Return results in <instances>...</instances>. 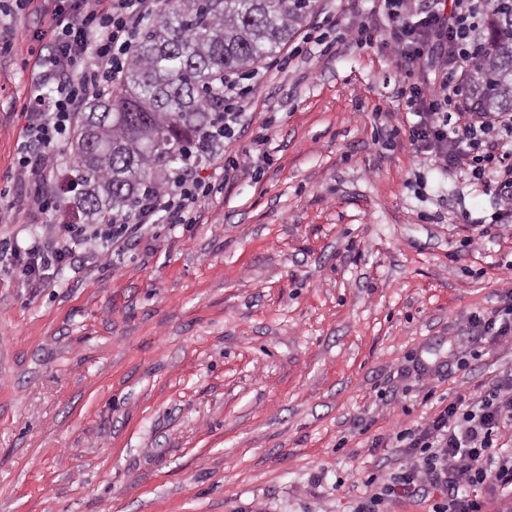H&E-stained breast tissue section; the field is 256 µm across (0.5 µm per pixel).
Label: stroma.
<instances>
[{
	"instance_id": "obj_1",
	"label": "stroma",
	"mask_w": 512,
	"mask_h": 512,
	"mask_svg": "<svg viewBox=\"0 0 512 512\" xmlns=\"http://www.w3.org/2000/svg\"><path fill=\"white\" fill-rule=\"evenodd\" d=\"M58 3L0 0V239L22 244L72 221L33 216L17 171ZM354 16L378 22L372 0H318L291 65L258 63L196 223L159 219L109 264L75 239L36 277L0 257V512H352L362 477L405 464L399 425L512 372V348L465 354L512 264V223L473 243L497 185L419 168L403 74Z\"/></svg>"
}]
</instances>
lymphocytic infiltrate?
Listing matches in <instances>:
<instances>
[{
  "label": "lymphocytic infiltrate",
  "instance_id": "1",
  "mask_svg": "<svg viewBox=\"0 0 512 512\" xmlns=\"http://www.w3.org/2000/svg\"><path fill=\"white\" fill-rule=\"evenodd\" d=\"M161 0H71L52 13L48 56L32 67L26 125L17 146L19 171L31 163L51 171L56 148L66 140L83 100L117 88L135 35L158 16ZM384 18L380 34L357 24L354 40L372 45L381 37L405 77L433 68L435 78L412 85L406 106L407 131L420 162L457 168L477 182L499 174L502 212L492 214L481 236H488L512 212V113L473 112L465 79L474 64L472 35L484 22L483 0H377ZM250 92L236 74L224 77V138L232 140L245 121ZM207 191L193 164L184 167L152 197L149 205L121 224H65L50 237L26 247V274L48 260H64L75 237L118 244L144 230L155 215L173 224H191ZM503 303L489 315L473 314L476 340L512 346V277L502 280ZM512 431V374L489 390L465 391L427 422L398 432L407 456L396 472L366 480L368 493L354 512H393L403 499L427 503L428 512H487L495 500L512 495V448L503 447Z\"/></svg>",
  "mask_w": 512,
  "mask_h": 512
}]
</instances>
